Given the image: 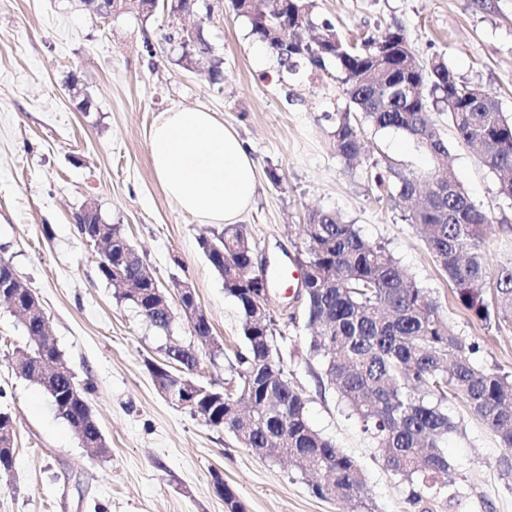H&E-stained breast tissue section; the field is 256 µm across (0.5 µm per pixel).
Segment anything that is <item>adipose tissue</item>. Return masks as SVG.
<instances>
[{"mask_svg":"<svg viewBox=\"0 0 512 512\" xmlns=\"http://www.w3.org/2000/svg\"><path fill=\"white\" fill-rule=\"evenodd\" d=\"M153 171L167 196L202 224H232L251 205L257 166L242 140L214 113H161L149 138Z\"/></svg>","mask_w":512,"mask_h":512,"instance_id":"adipose-tissue-1","label":"adipose tissue"}]
</instances>
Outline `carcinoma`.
Returning <instances> with one entry per match:
<instances>
[{
	"instance_id": "1",
	"label": "carcinoma",
	"mask_w": 512,
	"mask_h": 512,
	"mask_svg": "<svg viewBox=\"0 0 512 512\" xmlns=\"http://www.w3.org/2000/svg\"><path fill=\"white\" fill-rule=\"evenodd\" d=\"M247 18L251 33L276 60L277 81L301 72L317 77L325 61L336 60L344 96L355 111L327 112L333 122V147L347 161L364 151V124L403 131L430 155L433 166L420 190L419 176L390 161L366 169L368 184L397 205L415 201L408 220L451 285L456 302L469 316L488 326L512 324V263L498 268L493 282L484 250L490 217L470 202L454 171L444 163L448 146L441 125L430 112L431 102L448 101L444 110L458 139L479 149L484 167L494 173L499 193L512 200V119L496 97L478 85L460 82L448 66L423 64L400 31L361 43L342 41L334 25L316 23L312 0H232ZM335 39L318 51L307 38L310 30ZM398 49L376 61L378 45ZM421 87L405 97L401 83ZM86 239L103 241L112 250L98 261L100 277L139 316L153 299L155 284L137 276L139 256L129 258L128 240L116 224H83ZM306 288L302 321L312 331L306 351L283 354L275 344L273 319L257 312L253 296L251 245L243 228L226 224L199 238L214 270L224 278V292L237 302L242 316L245 349L234 394L213 385L196 399L192 414L213 426L233 428L239 443L255 453L288 464L319 479L312 493L324 497L322 482L335 485L344 499L362 502L365 476L353 459L308 422V398L284 371V357L316 360L319 382L334 388L363 432L382 449L387 470L412 487L415 504L448 491L454 468L445 442L458 424L448 416V398L464 403L502 448H512V374L476 363L478 346L455 331L437 313L430 294L419 287L386 246L364 238L356 225L336 212L316 209L303 224ZM9 292L21 310L28 336L14 352L21 375L41 386L58 416L86 448L109 453L97 424L88 420L90 388L81 385L57 343L43 336L44 313L34 293L0 264V290ZM493 291V301L485 290ZM165 352L184 368L192 382L197 353L191 347Z\"/></svg>"
}]
</instances>
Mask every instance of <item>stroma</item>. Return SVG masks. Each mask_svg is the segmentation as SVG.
I'll list each match as a JSON object with an SVG mask.
<instances>
[{
    "instance_id": "stroma-1",
    "label": "stroma",
    "mask_w": 512,
    "mask_h": 512,
    "mask_svg": "<svg viewBox=\"0 0 512 512\" xmlns=\"http://www.w3.org/2000/svg\"><path fill=\"white\" fill-rule=\"evenodd\" d=\"M346 41L402 28L423 63L444 61L461 81L490 90L512 118V0H314ZM162 14L135 10L103 22L80 0H0V257L39 298L52 336L80 383L110 448L100 457L80 445L39 385L12 367L25 344L21 320L0 302V410L16 419V451L0 479V512H226L213 489L222 477L246 512H353L340 499L315 497L308 480L286 464L242 447L227 430L167 401L148 362L164 360L169 341L196 345L181 308L169 333L158 332L97 273L98 252L81 238L74 214L94 201L166 287L186 282L224 349L197 347L196 382L232 389L235 355L243 350L241 316L224 281L199 246L205 225L182 213L153 172L151 127L160 113L199 108L223 119L245 142L259 177L252 208L239 220L256 265L291 266L302 248L309 210L339 212L366 238L383 243L438 304L456 332L478 343L479 364L512 373V324L471 321L404 208L378 199L363 177L369 163L388 159L424 174L427 152L404 132L366 127V151L348 164L332 147L324 111H344L341 73L327 61L321 80L281 85L268 80L253 56L259 43L231 0H220L203 34L223 75L208 64L188 70L180 51L163 41ZM78 78L89 111L69 89ZM448 162L471 202L492 220L485 234L490 268L512 263V202L496 176L444 127ZM277 170L281 184L268 176ZM302 304L275 286L270 308L276 343L306 348L310 333ZM285 372L309 399L311 426L332 438L366 475L371 512H421L410 487L388 471L382 452L349 417L334 390L321 389L317 362L286 360ZM448 413L460 424L448 435L455 469L451 499L431 512H512V476L499 447L463 403Z\"/></svg>"
}]
</instances>
